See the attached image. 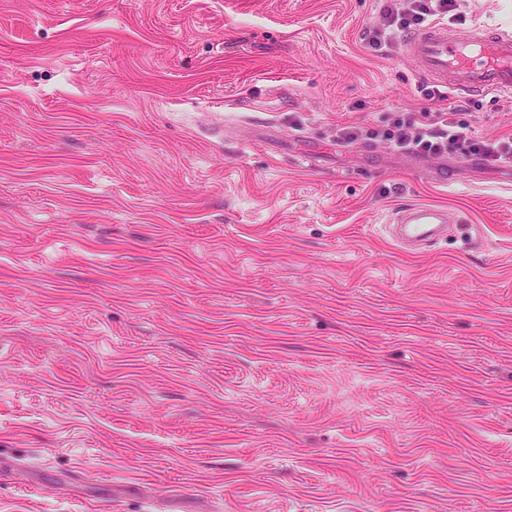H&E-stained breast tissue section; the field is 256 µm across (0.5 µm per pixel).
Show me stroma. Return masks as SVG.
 <instances>
[{
	"label": "stroma",
	"instance_id": "35a3bbf8",
	"mask_svg": "<svg viewBox=\"0 0 512 512\" xmlns=\"http://www.w3.org/2000/svg\"><path fill=\"white\" fill-rule=\"evenodd\" d=\"M512 29V0H458ZM379 0H0V512H512V165ZM411 204L460 218L409 254ZM454 112H393L384 125L344 127L341 136L347 141L381 139L398 150L425 155L475 154L491 163H511L512 137L495 141L476 140L466 132L464 125L452 118Z\"/></svg>",
	"mask_w": 512,
	"mask_h": 512
}]
</instances>
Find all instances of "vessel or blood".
<instances>
[{
    "instance_id": "b4317fda",
    "label": "vessel or blood",
    "mask_w": 512,
    "mask_h": 512,
    "mask_svg": "<svg viewBox=\"0 0 512 512\" xmlns=\"http://www.w3.org/2000/svg\"><path fill=\"white\" fill-rule=\"evenodd\" d=\"M408 57L427 80L461 94L512 93V35L488 33L473 25L456 31L444 23L428 24L402 40ZM455 213L436 206H409L397 212L393 238L420 249L447 237Z\"/></svg>"
}]
</instances>
